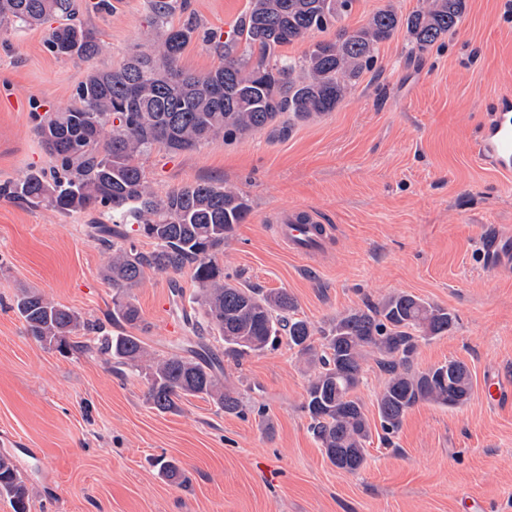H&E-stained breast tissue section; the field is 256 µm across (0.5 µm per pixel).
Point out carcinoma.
Returning a JSON list of instances; mask_svg holds the SVG:
<instances>
[{
	"label": "carcinoma",
	"instance_id": "1",
	"mask_svg": "<svg viewBox=\"0 0 512 512\" xmlns=\"http://www.w3.org/2000/svg\"><path fill=\"white\" fill-rule=\"evenodd\" d=\"M354 2L247 0L231 38L204 36L224 64L192 74L178 61L198 25L190 16L177 28L168 22L176 10L186 9L187 0H151L153 23L161 30L159 47L116 70L88 72L74 104L36 126L55 159L52 172L32 170L0 186L1 198L46 204L63 214L106 209L109 223L91 229L108 254L103 277L115 291L113 325L140 328L143 319L128 291L145 271L176 274L189 267L196 283L181 307L189 336L179 352L157 357L138 336L125 330L114 334L100 321L24 291L15 309L36 342L61 354L106 356L120 374L144 375L146 402L159 413L175 412L183 399L199 397L237 414L243 409L241 393L224 385L217 373L220 359L202 342V332L218 336L224 355L238 363L285 336L311 370L303 408L312 434L330 463L351 473L366 462L371 436L355 395L368 357H375L387 375L377 397L387 435L420 402L455 408L469 400L473 380L466 364L450 360L423 372L413 368L420 343L448 334L457 317L415 295L394 293L337 316L321 331V343L314 344L313 326L295 316L294 298L286 290L245 288L224 275L219 254L224 239L251 210L247 196L206 182L186 183L159 196L141 158L157 147L178 154L267 128L283 135L289 126L333 111L397 31L404 30L412 47L425 51L455 30L466 7L465 0H424L408 15L381 7L361 26L313 43L299 58L282 54L310 33L333 27L351 13ZM75 13V0H0V31L8 24L31 27L63 19L49 35L51 51L89 61L100 46L89 25L67 22ZM129 225L152 249L129 240ZM0 493L10 497L14 512H28L29 489L13 461L2 455Z\"/></svg>",
	"mask_w": 512,
	"mask_h": 512
}]
</instances>
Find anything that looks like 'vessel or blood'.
Instances as JSON below:
<instances>
[{"label": "vessel or blood", "mask_w": 512, "mask_h": 512, "mask_svg": "<svg viewBox=\"0 0 512 512\" xmlns=\"http://www.w3.org/2000/svg\"><path fill=\"white\" fill-rule=\"evenodd\" d=\"M474 151L497 172L512 173V95L498 97L489 120L482 126ZM281 242L290 254L306 259L319 253L327 239V228L314 218L294 212L283 216L279 226ZM490 263L497 268L512 266V247L495 236L485 241ZM486 401L496 405L512 403V387L499 377L488 378L483 387Z\"/></svg>", "instance_id": "b4317fda"}]
</instances>
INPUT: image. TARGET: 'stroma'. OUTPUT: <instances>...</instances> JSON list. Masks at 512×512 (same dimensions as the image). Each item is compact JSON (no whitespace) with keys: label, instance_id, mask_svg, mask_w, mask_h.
Listing matches in <instances>:
<instances>
[{"label":"stroma","instance_id":"35a3bbf8","mask_svg":"<svg viewBox=\"0 0 512 512\" xmlns=\"http://www.w3.org/2000/svg\"><path fill=\"white\" fill-rule=\"evenodd\" d=\"M87 14L101 43L80 62L48 47V25L0 35V184L55 161L36 117L75 101L89 70H112L154 49L149 0H110ZM246 0H189L202 31H224ZM512 91V0H466L455 31L429 51L404 32L381 45L336 110L296 123L289 135L263 130L172 155L143 157L158 195L215 182L246 195L251 211L220 256L233 282L286 289L315 329L366 303L408 292L457 317L447 335L420 344L414 368L464 362L474 391L448 409L421 402L384 435L376 399L385 375L375 359L356 391L371 438L358 472L334 467L303 412L309 374L288 345L235 363L215 338L224 381L241 392L244 415L188 398L175 413L146 402L147 382L111 373L102 357L64 356L36 342L11 304L36 291L82 317L105 319L113 290L90 231L91 215H62L0 198V454L40 453L27 476L29 512H512V406L487 403L485 378L512 376V272L489 267L481 240L512 236V175L473 153L487 112ZM308 212L335 232L324 250L292 256L273 226ZM195 289L190 270L146 272L130 291L138 331L164 356L187 331L173 287ZM265 408L258 417L256 408ZM177 464L178 485L160 470Z\"/></svg>","mask_w":512,"mask_h":512}]
</instances>
